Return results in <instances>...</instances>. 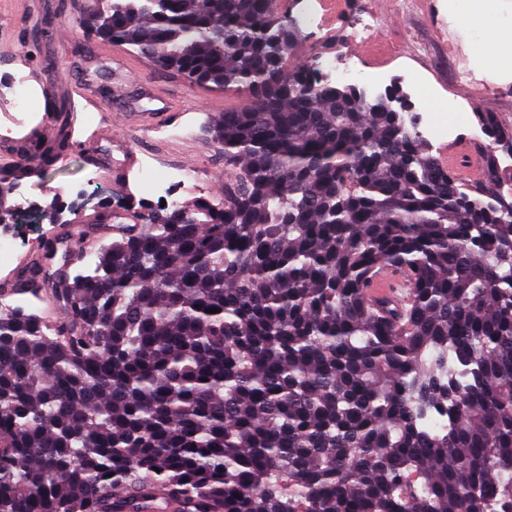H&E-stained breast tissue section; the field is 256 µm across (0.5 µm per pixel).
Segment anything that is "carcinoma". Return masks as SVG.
Segmentation results:
<instances>
[{
	"mask_svg": "<svg viewBox=\"0 0 512 512\" xmlns=\"http://www.w3.org/2000/svg\"><path fill=\"white\" fill-rule=\"evenodd\" d=\"M80 27L192 83L248 89L210 132L224 204L78 242L0 315V512H512V200L465 189L415 124L288 63L274 0H93ZM35 141L42 177L71 144ZM494 142L509 141L490 112ZM384 267L415 288H365ZM431 416L443 418L428 424ZM413 283L395 268L381 269L370 281L365 290L367 300L390 299L405 303L412 292Z\"/></svg>",
	"mask_w": 512,
	"mask_h": 512,
	"instance_id": "carcinoma-1",
	"label": "carcinoma"
}]
</instances>
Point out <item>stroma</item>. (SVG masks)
I'll use <instances>...</instances> for the list:
<instances>
[{
	"mask_svg": "<svg viewBox=\"0 0 512 512\" xmlns=\"http://www.w3.org/2000/svg\"><path fill=\"white\" fill-rule=\"evenodd\" d=\"M351 2L354 13L374 18L370 35L389 53L385 69L393 84L406 88L402 74L412 71L436 92L439 109L416 97L415 113L434 111L439 125L458 122L464 134L477 126L481 112L512 122V67L477 64L475 49L485 31L465 16L461 0ZM86 6L87 0H10L0 17V82L22 71L37 91V109L21 127L8 121V103L0 95V129L24 145L53 137L44 116L48 104L70 103L77 114L68 163L54 166L44 177L16 182L9 197L18 219L12 232L19 242L11 264L0 267V288L12 287L23 261L44 260L52 271L61 267L65 247L45 260V239L74 228L77 215L97 214L108 204L120 223L134 225L141 214L160 210L161 199L140 179L144 167L160 175L172 166L188 171L182 201L202 197L219 205L224 200L229 178L224 150L212 141L208 128L219 112L246 107L248 92L187 82L131 47L82 33L79 22ZM462 59L474 73L468 95L458 89ZM159 93L170 95L175 108L174 116L163 122L156 113ZM108 104L143 114L146 125L113 123L104 110ZM121 146L129 151L130 169L102 170L95 180H87L93 154ZM56 194L61 210L51 224L41 219V205Z\"/></svg>",
	"mask_w": 512,
	"mask_h": 512,
	"instance_id": "1",
	"label": "stroma"
}]
</instances>
